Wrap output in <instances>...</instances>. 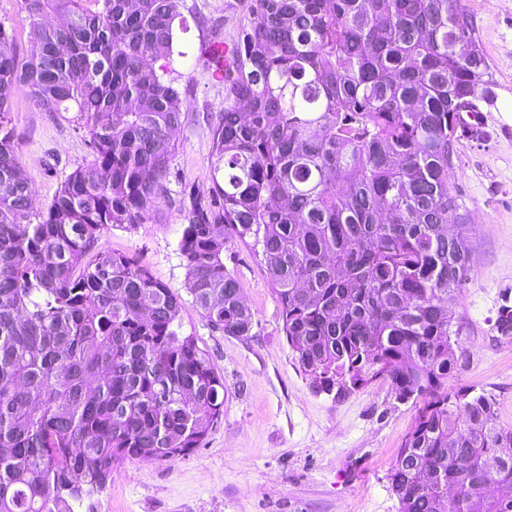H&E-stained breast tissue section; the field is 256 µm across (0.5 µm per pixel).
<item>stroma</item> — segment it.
Returning <instances> with one entry per match:
<instances>
[{"label": "stroma", "mask_w": 512, "mask_h": 512, "mask_svg": "<svg viewBox=\"0 0 512 512\" xmlns=\"http://www.w3.org/2000/svg\"><path fill=\"white\" fill-rule=\"evenodd\" d=\"M463 3L490 86L480 103L484 136L461 139L450 174L459 209L470 217L472 273L454 306L463 356L448 387L488 393L500 426L512 429V336L496 328L500 307L512 302V0ZM249 4L180 0L186 28L174 67L187 111L165 196L145 223L105 230L96 243L131 257L180 296L184 333L196 336L224 378V416L185 457L115 467L97 512H399L388 476L414 422V403L398 401L381 379L342 397L315 392L291 354L266 267L250 246L238 242L224 252L255 314L250 336L213 328L186 289L178 242L191 200L212 198L209 119L224 102V84L200 48L214 37L237 40ZM11 116L22 174L36 209L46 208L90 161L89 136L73 113L32 110L23 90Z\"/></svg>", "instance_id": "obj_1"}]
</instances>
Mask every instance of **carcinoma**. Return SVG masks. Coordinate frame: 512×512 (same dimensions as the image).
<instances>
[{"instance_id":"1","label":"carcinoma","mask_w":512,"mask_h":512,"mask_svg":"<svg viewBox=\"0 0 512 512\" xmlns=\"http://www.w3.org/2000/svg\"><path fill=\"white\" fill-rule=\"evenodd\" d=\"M24 4V56L0 22V512H95L115 466L186 456L224 414L181 298L94 251L166 192L183 20L179 0ZM488 71L462 0H251L224 57L212 200L191 203L179 240L213 327L251 335L224 266L245 243L316 392L383 378L419 403L389 477L399 512H512V429L490 395L448 391L472 271L450 171ZM21 89L39 112L76 110L89 135L92 159L40 211L12 127Z\"/></svg>"}]
</instances>
